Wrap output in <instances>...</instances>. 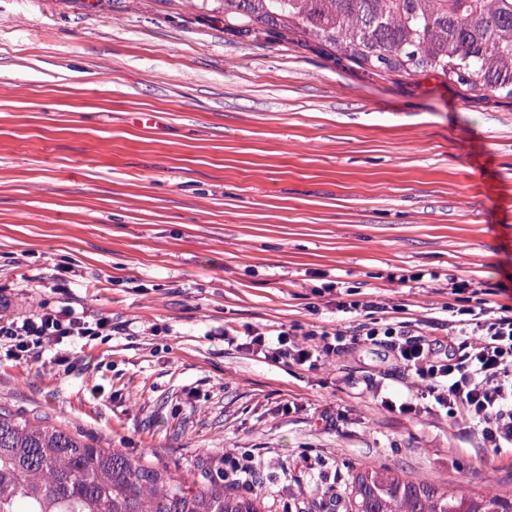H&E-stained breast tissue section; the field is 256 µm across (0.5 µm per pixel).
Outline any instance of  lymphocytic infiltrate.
Returning a JSON list of instances; mask_svg holds the SVG:
<instances>
[{
  "label": "lymphocytic infiltrate",
  "instance_id": "obj_1",
  "mask_svg": "<svg viewBox=\"0 0 512 512\" xmlns=\"http://www.w3.org/2000/svg\"><path fill=\"white\" fill-rule=\"evenodd\" d=\"M336 308L362 315L356 335L367 342H384L419 387L413 398H381L383 409L401 415L423 407L445 412L462 421L480 447H512V314L496 313L481 301L453 309L450 319L430 322L423 330L371 299L357 304L340 301ZM438 330L446 332V339L435 338ZM111 333V318L87 321L71 303L15 313L10 299L0 295V349L11 359L38 357L44 346L67 338ZM345 340L339 331L333 341L307 344L299 341L294 328L283 326L271 335L248 331L245 347L267 358L314 368L338 352Z\"/></svg>",
  "mask_w": 512,
  "mask_h": 512
}]
</instances>
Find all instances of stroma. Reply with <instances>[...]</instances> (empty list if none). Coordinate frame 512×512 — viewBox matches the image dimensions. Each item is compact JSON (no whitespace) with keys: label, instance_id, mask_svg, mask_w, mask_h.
I'll return each instance as SVG.
<instances>
[{"label":"stroma","instance_id":"obj_1","mask_svg":"<svg viewBox=\"0 0 512 512\" xmlns=\"http://www.w3.org/2000/svg\"><path fill=\"white\" fill-rule=\"evenodd\" d=\"M452 275L512 309V98L234 36L217 0H0V293L112 319L67 365L1 356L0 408L191 482L260 455L277 512L366 466L505 491L512 450L381 408L416 392L385 346L308 369L222 337L348 330L334 280L444 320L476 299Z\"/></svg>","mask_w":512,"mask_h":512}]
</instances>
